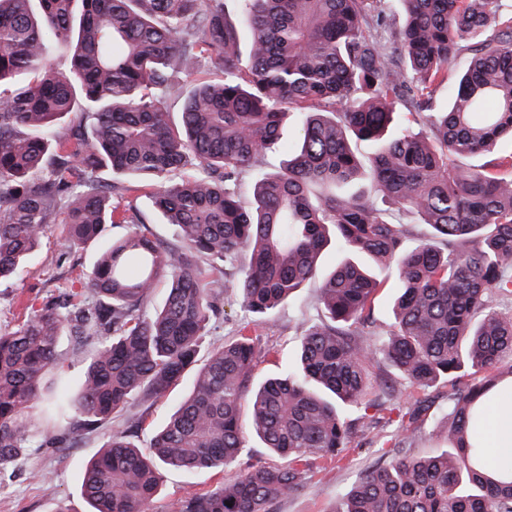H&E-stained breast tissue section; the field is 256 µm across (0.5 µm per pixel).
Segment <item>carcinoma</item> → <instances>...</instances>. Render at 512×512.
Returning a JSON list of instances; mask_svg holds the SVG:
<instances>
[{"mask_svg":"<svg viewBox=\"0 0 512 512\" xmlns=\"http://www.w3.org/2000/svg\"><path fill=\"white\" fill-rule=\"evenodd\" d=\"M0 0V279L18 274L54 224L70 245L126 224L82 294L49 299L0 332V479L42 443L68 448L190 372L193 386L153 430L150 451L114 431L85 467L88 512H147L160 468L222 471L253 436L288 459L252 465L173 512H274L304 488L313 458L356 440L385 463L336 512H512V458L489 463L476 430L512 389V9L504 0ZM53 50L70 63L59 70ZM464 63L453 82L448 69ZM221 79L201 76L204 62ZM195 77L182 95L181 81ZM448 106L435 111L436 88ZM182 99L179 121L170 102ZM298 141L264 170L283 121ZM371 148L368 162L355 144ZM485 155L462 169L458 157ZM199 173L178 181L170 173ZM109 171L146 181L179 242L146 236L112 205ZM258 174L250 202L237 185ZM390 270L399 283L383 343L370 339L382 281L352 258L321 276L325 250ZM319 319L299 334V366L255 382L260 338L238 334L199 363L231 289L263 324L317 277ZM168 283L161 306L149 292ZM89 350L71 397L58 353L64 332ZM380 361L425 392L448 383V450L414 458L430 405L368 367ZM369 389L402 405L400 439L380 419H346ZM232 506H227V503Z\"/></svg>","mask_w":512,"mask_h":512,"instance_id":"carcinoma-1","label":"carcinoma"}]
</instances>
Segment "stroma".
<instances>
[{
    "label": "stroma",
    "mask_w": 512,
    "mask_h": 512,
    "mask_svg": "<svg viewBox=\"0 0 512 512\" xmlns=\"http://www.w3.org/2000/svg\"><path fill=\"white\" fill-rule=\"evenodd\" d=\"M112 202L118 207H133L144 219L143 231L150 237L171 241L176 235L173 225L165 223L155 211L146 189L114 193ZM97 244L68 248L60 226H52L40 246L23 269L12 279L0 281V330L15 328L30 306H38L49 298L80 290L76 278L80 269L93 266ZM316 286L304 288L299 299L274 310L268 320L256 327L255 333L268 350L259 359L255 379L285 372L297 358L298 335L304 323L317 317L314 304ZM125 417L113 419L111 427L77 439L67 449L31 448L19 460L9 480L0 484V512H87L81 494V470L106 442L110 428L124 427ZM249 450L239 465L225 468L219 474L187 473L165 468L150 512H170L174 503L195 493L229 482L239 467L251 464L284 465V458L271 454L257 439H249ZM379 458L376 448L360 443L343 452L340 460H315L306 477L304 490L283 498L275 512H334L361 475Z\"/></svg>",
    "instance_id": "stroma-1"
}]
</instances>
